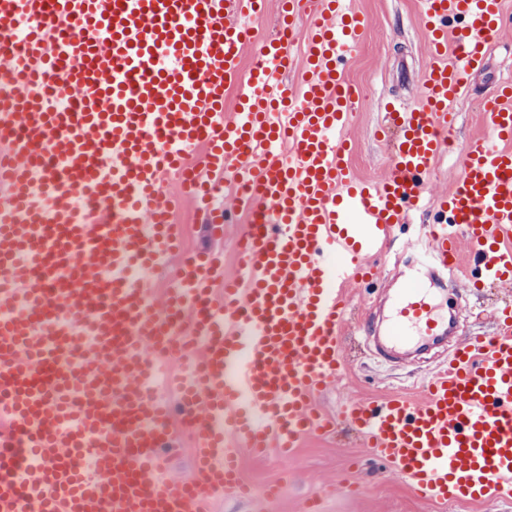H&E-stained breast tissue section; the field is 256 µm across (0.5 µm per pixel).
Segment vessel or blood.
<instances>
[{"label": "vessel or blood", "mask_w": 512, "mask_h": 512, "mask_svg": "<svg viewBox=\"0 0 512 512\" xmlns=\"http://www.w3.org/2000/svg\"><path fill=\"white\" fill-rule=\"evenodd\" d=\"M268 5L0 0V38L23 40L0 78V512H209L239 485L229 439L284 463L340 419L436 512L494 490L512 498V307L493 335L461 336L447 288L406 280L379 356L454 339L422 401H351L337 420L314 408L337 376L342 287L373 279L422 199L503 0H421L423 102L390 112L376 181L352 174L341 136L361 101L344 73L365 20L342 0H278L277 31L259 40ZM47 79L72 99L51 104ZM484 112L488 136L468 141L424 239L403 248L431 273L463 271L470 288L512 283V83ZM173 173L208 209L212 237L230 221L211 206L222 188L252 215L223 295L219 253L183 256L160 304L130 275L180 254L183 228L160 198ZM463 244L474 266L461 267ZM171 357L196 447L195 471L177 480L171 411L146 387Z\"/></svg>", "instance_id": "1"}]
</instances>
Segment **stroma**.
Segmentation results:
<instances>
[{
	"mask_svg": "<svg viewBox=\"0 0 512 512\" xmlns=\"http://www.w3.org/2000/svg\"><path fill=\"white\" fill-rule=\"evenodd\" d=\"M349 7L367 21L361 44L353 51L345 78L363 89L365 101L359 105L347 130L351 152L347 163L363 178L378 179L388 169L389 150L376 131L382 124L387 103L395 101L412 108L420 101V76L427 59L425 37L419 27L420 0H347ZM512 77V29L504 31L494 43L484 69L475 72L470 91L451 106L455 117L453 137L465 143L483 134L485 117L481 104L489 96L496 79ZM161 192L173 207L176 223L186 225L185 246L194 250L220 247L224 254V273L232 276L239 269L236 244L240 230L248 221L244 210L236 209L232 190H225L219 203L234 208L235 214L224 229L222 244H214L203 218L181 199L172 180H164ZM398 273L379 265L378 278L370 284L351 285L345 290L349 318L342 326V372L317 407L337 412L346 399L383 401L401 393L419 397L422 378L435 363L398 366L375 357L359 324L369 323L374 307L384 296ZM507 296L495 288L471 289L457 296L463 334L482 336L493 331L492 308ZM239 472L254 491L243 499L224 493L213 504L214 512H302L308 497L320 496L324 512H430L401 480L390 477L384 464L369 455L362 441L346 425H339L335 437L307 438L302 447L280 466L273 458L255 457L249 449L239 451ZM280 486L278 498L266 499L262 491Z\"/></svg>",
	"mask_w": 512,
	"mask_h": 512,
	"instance_id": "obj_1",
	"label": "stroma"
}]
</instances>
